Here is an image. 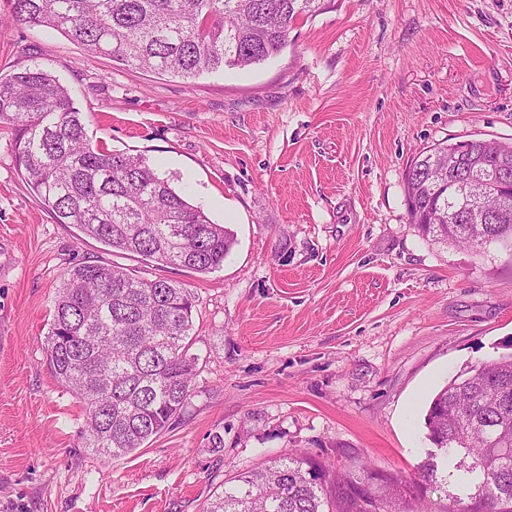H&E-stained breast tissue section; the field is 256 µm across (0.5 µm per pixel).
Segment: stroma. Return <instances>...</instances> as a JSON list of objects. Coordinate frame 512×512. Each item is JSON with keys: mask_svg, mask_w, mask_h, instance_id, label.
Instances as JSON below:
<instances>
[{"mask_svg": "<svg viewBox=\"0 0 512 512\" xmlns=\"http://www.w3.org/2000/svg\"><path fill=\"white\" fill-rule=\"evenodd\" d=\"M0 74L39 65L95 145L143 155L236 244L207 274L56 223L0 130V512H202L300 449L409 474L448 380L512 343V256L423 236L404 175L435 144L512 141V0H328L275 58L194 79L8 22ZM95 261L194 296L191 396L136 452L81 447L44 348L56 288Z\"/></svg>", "mask_w": 512, "mask_h": 512, "instance_id": "1", "label": "stroma"}]
</instances>
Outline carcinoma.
Listing matches in <instances>:
<instances>
[{
  "label": "carcinoma",
  "mask_w": 512,
  "mask_h": 512,
  "mask_svg": "<svg viewBox=\"0 0 512 512\" xmlns=\"http://www.w3.org/2000/svg\"><path fill=\"white\" fill-rule=\"evenodd\" d=\"M11 20L52 28L91 54L144 72L196 78L246 68L280 54L292 23L324 0H11ZM0 127L14 130L26 188L72 224L115 251L205 274L236 243L159 176L146 158L94 147L83 112L59 79L38 66L0 76ZM500 153L512 142L462 141ZM439 145L405 173L411 222L426 235L472 249L512 253V192L492 207L496 223L450 224L455 186ZM193 298L167 280L84 262L57 286L45 336L48 365L86 410L81 443L106 459L127 456L160 434L188 400L195 358L188 355ZM424 424L450 467L429 452L414 474L385 475L374 496L359 488L376 469L365 462L320 478L316 462L288 453L242 474L203 512H498L512 501V352L481 362L432 398ZM444 499L431 506L430 491Z\"/></svg>",
  "instance_id": "1"
}]
</instances>
